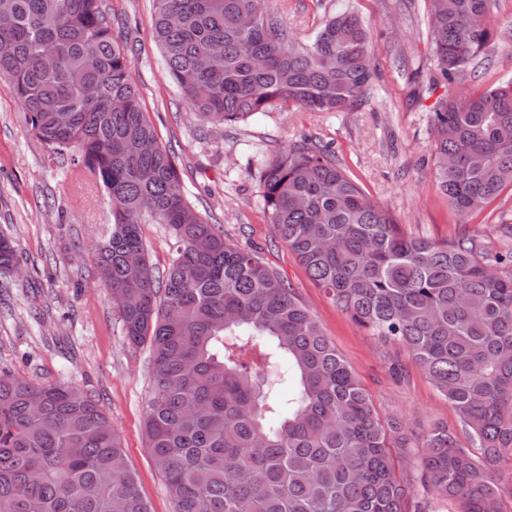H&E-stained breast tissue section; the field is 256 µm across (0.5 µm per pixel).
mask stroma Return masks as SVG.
Returning a JSON list of instances; mask_svg holds the SVG:
<instances>
[{
  "mask_svg": "<svg viewBox=\"0 0 512 512\" xmlns=\"http://www.w3.org/2000/svg\"><path fill=\"white\" fill-rule=\"evenodd\" d=\"M112 37L126 47L131 74L158 140L180 170L186 197L226 241L268 259L311 309L381 416L424 434L438 427L470 447L448 401L399 344L368 336L324 296L277 237L260 204V157L308 137L327 146L349 175L411 236L455 238L461 226L492 248L512 247V190L460 221L434 183L431 108L442 96L480 92L512 76V0H494L491 39L466 81L432 84L430 0H264L300 37L328 15L353 9L366 26L374 68L368 99L350 112L282 106L244 122L198 117L164 71L153 36L152 0H104ZM110 211L91 179H74L71 159L49 160L18 102L0 88V230L13 236L18 268L0 288V373L34 383L74 385L95 397L121 438L151 512H173L142 425L150 351L130 347L101 285L90 249Z\"/></svg>",
  "mask_w": 512,
  "mask_h": 512,
  "instance_id": "stroma-1",
  "label": "stroma"
}]
</instances>
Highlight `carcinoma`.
I'll list each match as a JSON object with an SVG mask.
<instances>
[{"instance_id": "cac0c4a2", "label": "carcinoma", "mask_w": 512, "mask_h": 512, "mask_svg": "<svg viewBox=\"0 0 512 512\" xmlns=\"http://www.w3.org/2000/svg\"><path fill=\"white\" fill-rule=\"evenodd\" d=\"M103 0H0V82L49 157L106 191L93 258L133 347L149 345L143 432L174 512H410L414 487L458 512H502L512 482V251L465 229L405 234L324 146L302 138L263 162L278 238L333 305L402 344L469 431L408 436L383 418L314 314L254 250L191 205L112 38ZM168 77L213 124L277 105L347 112L369 93L363 21L345 9L314 37L261 0H154ZM434 72L461 82L488 44L490 0H431ZM512 87L443 98L433 177L461 217L512 188ZM164 224L157 270L140 225ZM16 244L0 233V273ZM0 512H150L99 401L0 374Z\"/></svg>"}]
</instances>
